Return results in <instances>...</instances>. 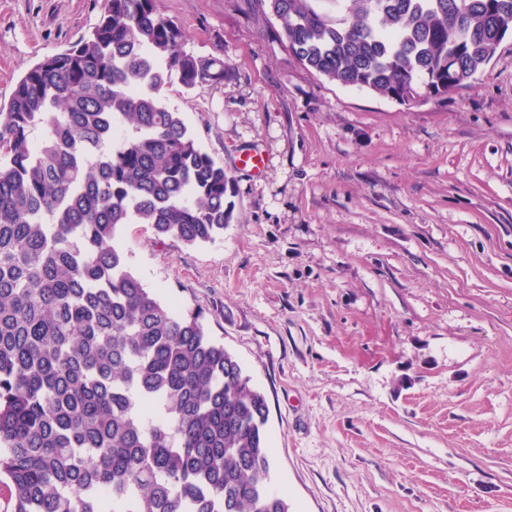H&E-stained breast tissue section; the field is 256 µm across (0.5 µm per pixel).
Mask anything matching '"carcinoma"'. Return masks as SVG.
<instances>
[{"mask_svg": "<svg viewBox=\"0 0 512 512\" xmlns=\"http://www.w3.org/2000/svg\"><path fill=\"white\" fill-rule=\"evenodd\" d=\"M261 0L299 61L404 105L483 72L512 0ZM224 81L157 0H104L93 29L0 105V486L8 512H289L270 489L264 394L201 314L129 267V224L224 234L233 181L165 102Z\"/></svg>", "mask_w": 512, "mask_h": 512, "instance_id": "obj_1", "label": "carcinoma"}]
</instances>
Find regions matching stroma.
Returning <instances> with one entry per match:
<instances>
[{"instance_id": "1", "label": "stroma", "mask_w": 512, "mask_h": 512, "mask_svg": "<svg viewBox=\"0 0 512 512\" xmlns=\"http://www.w3.org/2000/svg\"><path fill=\"white\" fill-rule=\"evenodd\" d=\"M103 4L0 0V103ZM157 5L224 53L223 83L163 96L236 191L214 242L120 244L265 394L273 490L290 512H512V38L407 106L309 71L241 0Z\"/></svg>"}]
</instances>
